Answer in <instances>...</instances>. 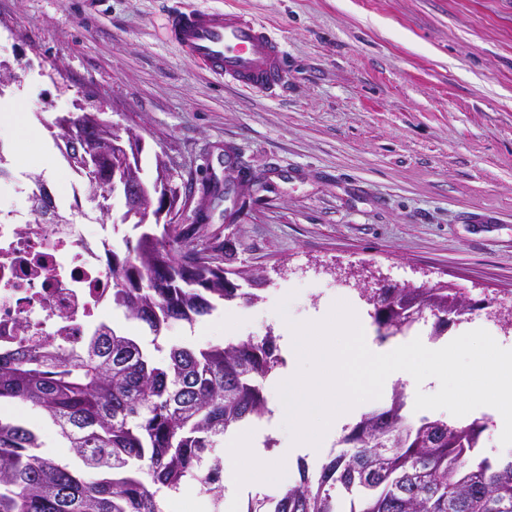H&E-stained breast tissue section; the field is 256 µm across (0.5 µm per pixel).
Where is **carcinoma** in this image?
Here are the masks:
<instances>
[{
	"mask_svg": "<svg viewBox=\"0 0 512 512\" xmlns=\"http://www.w3.org/2000/svg\"><path fill=\"white\" fill-rule=\"evenodd\" d=\"M60 130H77L112 168V122L90 113L56 118ZM81 179L85 200L108 217L112 203L98 193L86 158L62 153ZM130 179L148 188L133 235L112 250V306L145 324L158 339L176 321L189 324L219 304L260 299L241 271L203 260L196 224H160L155 188L171 179L155 161L154 178L125 165ZM458 288H401L371 302L382 338L402 334L448 303L470 312ZM281 363L275 337L228 341L195 348L172 344L162 363L133 336L107 326L72 349L42 343L0 351V402L19 400L39 408L69 443L82 467L41 451L40 437L0 418V512H164L165 496L189 481L219 506L224 468L218 451L224 436L270 413L263 382ZM404 393L391 408L375 409L342 437L348 449L311 477L249 512H512V460L481 454L485 425L443 419L408 422Z\"/></svg>",
	"mask_w": 512,
	"mask_h": 512,
	"instance_id": "cac0c4a2",
	"label": "carcinoma"
}]
</instances>
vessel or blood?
I'll list each match as a JSON object with an SVG mask.
<instances>
[{"mask_svg": "<svg viewBox=\"0 0 512 512\" xmlns=\"http://www.w3.org/2000/svg\"><path fill=\"white\" fill-rule=\"evenodd\" d=\"M168 40L210 73L252 93H271L288 74V50L268 25L234 9H176Z\"/></svg>", "mask_w": 512, "mask_h": 512, "instance_id": "1", "label": "vessel or blood"}]
</instances>
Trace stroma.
Instances as JSON below:
<instances>
[{
  "label": "stroma",
  "instance_id": "35a3bbf8",
  "mask_svg": "<svg viewBox=\"0 0 512 512\" xmlns=\"http://www.w3.org/2000/svg\"><path fill=\"white\" fill-rule=\"evenodd\" d=\"M177 3L264 20L288 49L285 85L251 94L194 63L165 35ZM0 58L19 76L0 93L26 92L64 204L79 181L46 125L105 106L191 188L179 223L203 212L204 244L265 275L259 301L232 308L239 339L285 348L270 312L286 297L296 322L349 300L375 333L364 275L489 300L443 340L512 336L491 316L512 307V0H0ZM224 180L230 197L210 192ZM211 323H174L160 343H223ZM0 414L79 467L42 411Z\"/></svg>",
  "mask_w": 512,
  "mask_h": 512
}]
</instances>
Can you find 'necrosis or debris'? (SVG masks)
I'll use <instances>...</instances> for the list:
<instances>
[{"label": "necrosis or debris", "instance_id": "4bbe7bcc", "mask_svg": "<svg viewBox=\"0 0 512 512\" xmlns=\"http://www.w3.org/2000/svg\"><path fill=\"white\" fill-rule=\"evenodd\" d=\"M0 207V348H74L105 325L112 240L86 224H27Z\"/></svg>", "mask_w": 512, "mask_h": 512}]
</instances>
